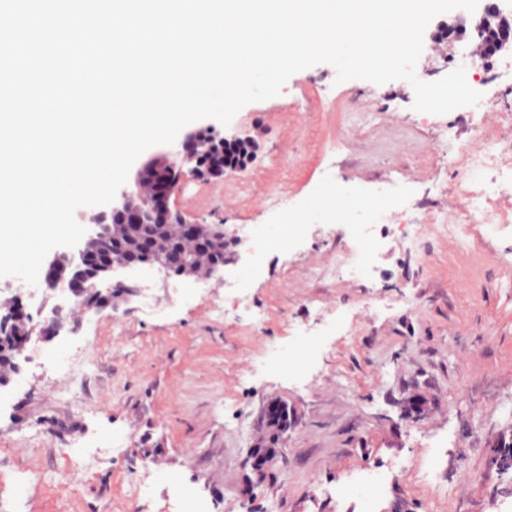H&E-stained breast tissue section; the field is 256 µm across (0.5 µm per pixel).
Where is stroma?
I'll return each instance as SVG.
<instances>
[{
	"label": "stroma",
	"mask_w": 512,
	"mask_h": 512,
	"mask_svg": "<svg viewBox=\"0 0 512 512\" xmlns=\"http://www.w3.org/2000/svg\"><path fill=\"white\" fill-rule=\"evenodd\" d=\"M452 18L429 23L415 72L464 68L479 107L418 112L408 81L341 83L321 63L230 125L191 123L259 137L247 167L186 175L170 197L240 239L223 278L153 273L131 304L85 315L0 277V307L64 320L0 370V512H512L495 461L512 442V227L470 248L405 243L424 212L459 204V148L483 131L512 142V59L473 66L469 37L434 51ZM283 184L287 204L267 207ZM335 188L365 203L350 216L362 281L325 273L347 233ZM264 235L279 246L261 250ZM276 402L291 421L277 439Z\"/></svg>",
	"instance_id": "1"
}]
</instances>
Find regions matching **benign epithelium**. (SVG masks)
Instances as JSON below:
<instances>
[{"label":"benign epithelium","instance_id":"1","mask_svg":"<svg viewBox=\"0 0 512 512\" xmlns=\"http://www.w3.org/2000/svg\"><path fill=\"white\" fill-rule=\"evenodd\" d=\"M474 33L484 48V58L489 59L504 53H512V15L498 6H489L479 14ZM212 140L201 139L190 135L182 145V150L169 153L163 159L173 160L174 171L178 176L184 175L185 169L208 179H221L211 167L202 163V158L212 153ZM170 190L161 182L158 185L137 183L122 192L121 207L134 212L144 211L154 222L179 226L191 231L197 237H212L228 247L235 248L240 239L224 228L222 224H193L187 222L177 211L168 205ZM99 231L89 237L78 255L67 261H53L48 265L50 277L48 282L65 281L68 291L83 299V310L86 313H98L105 307H117L132 294V290L121 282L112 279L119 269H130L140 274L163 272L174 273L185 279L199 280L204 277L224 276V267L233 264L237 255L225 259H208L204 263L190 267L183 263L180 255L157 247L143 260L126 259L106 245L118 239L124 229L121 224L105 223V216L98 220ZM31 316L21 303L10 306L0 315V328L8 340V352L20 350L28 344L34 333L30 326Z\"/></svg>","mask_w":512,"mask_h":512}]
</instances>
